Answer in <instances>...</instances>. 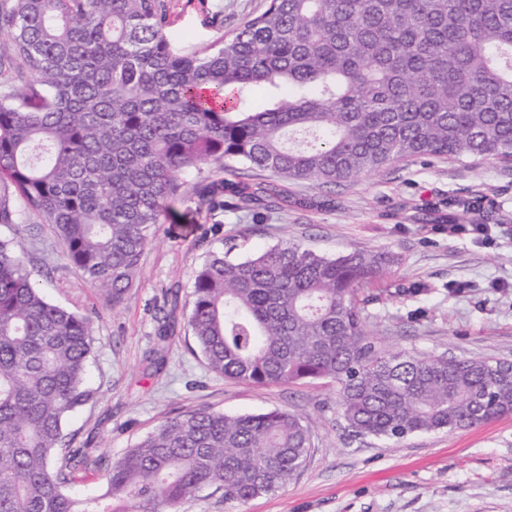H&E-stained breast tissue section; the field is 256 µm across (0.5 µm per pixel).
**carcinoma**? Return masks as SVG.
Segmentation results:
<instances>
[{
  "mask_svg": "<svg viewBox=\"0 0 512 512\" xmlns=\"http://www.w3.org/2000/svg\"><path fill=\"white\" fill-rule=\"evenodd\" d=\"M164 0H11L0 12L21 85L0 93V225L24 210L49 224L72 267L116 307L183 175L214 207L258 203L283 180L328 185L422 157L512 163V0H267L191 53L166 33ZM270 93L260 109L251 94ZM398 257L320 255L280 243L195 271L188 319L206 366L268 386L329 379L355 436L456 431L512 412L498 359L393 352L358 306ZM91 319L46 300L0 239V512H178L209 489L226 501L273 495L312 441L286 410L196 409L165 420L106 473L65 454L66 420L94 398Z\"/></svg>",
  "mask_w": 512,
  "mask_h": 512,
  "instance_id": "cac0c4a2",
  "label": "carcinoma"
}]
</instances>
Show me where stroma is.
I'll use <instances>...</instances> for the list:
<instances>
[{
    "mask_svg": "<svg viewBox=\"0 0 512 512\" xmlns=\"http://www.w3.org/2000/svg\"><path fill=\"white\" fill-rule=\"evenodd\" d=\"M266 0H167L168 31L180 51L256 15ZM185 174L186 195L172 202L146 248L138 282L111 306L70 266L64 244L34 215L20 237L25 261L51 302L91 313L94 400L71 415V447L92 448L105 464L164 420L210 408L229 415L286 410L313 432L301 476L280 492L245 503L207 492L187 496L179 512H512V414L452 433L400 440L352 436L336 404V384L247 385L208 370L189 331L194 271L215 250L240 260L294 242L335 257L357 247L399 257L391 277L363 289L369 329L385 347L446 357L512 361V165L494 159L419 158L378 174L319 187L288 181L289 198L310 207L255 211L200 207L198 176ZM492 225L489 238L450 232L463 208ZM167 325V339L158 328Z\"/></svg>",
    "mask_w": 512,
    "mask_h": 512,
    "instance_id": "obj_1",
    "label": "stroma"
}]
</instances>
